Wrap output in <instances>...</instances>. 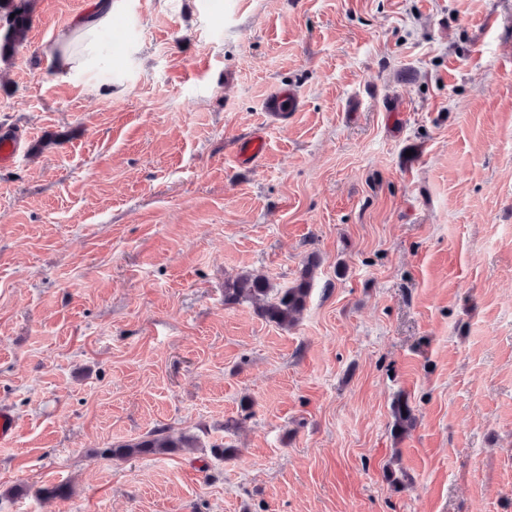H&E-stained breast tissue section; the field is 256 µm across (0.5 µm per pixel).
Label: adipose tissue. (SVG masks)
<instances>
[{
	"label": "adipose tissue",
	"mask_w": 512,
	"mask_h": 512,
	"mask_svg": "<svg viewBox=\"0 0 512 512\" xmlns=\"http://www.w3.org/2000/svg\"><path fill=\"white\" fill-rule=\"evenodd\" d=\"M113 13L114 0H91L89 8L60 36L56 62L58 80L69 81L78 72L96 65L99 59L96 36L111 24Z\"/></svg>",
	"instance_id": "ef3b65f1"
}]
</instances>
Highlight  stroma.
Listing matches in <instances>:
<instances>
[{"label": "stroma", "instance_id": "35a3bbf8", "mask_svg": "<svg viewBox=\"0 0 512 512\" xmlns=\"http://www.w3.org/2000/svg\"><path fill=\"white\" fill-rule=\"evenodd\" d=\"M88 3L4 65L52 142L0 169V512H512V0H119L59 81ZM312 254L294 326L225 306ZM158 428L199 446L99 455ZM114 3V0H91L89 8L60 36L56 62L58 80L70 81L78 72L96 65L99 59L96 36L112 23ZM393 433L397 437L404 438L416 426L417 419L413 408L407 398L399 395L392 404ZM17 435V419L7 406L0 407V447L14 445Z\"/></svg>", "mask_w": 512, "mask_h": 512}]
</instances>
